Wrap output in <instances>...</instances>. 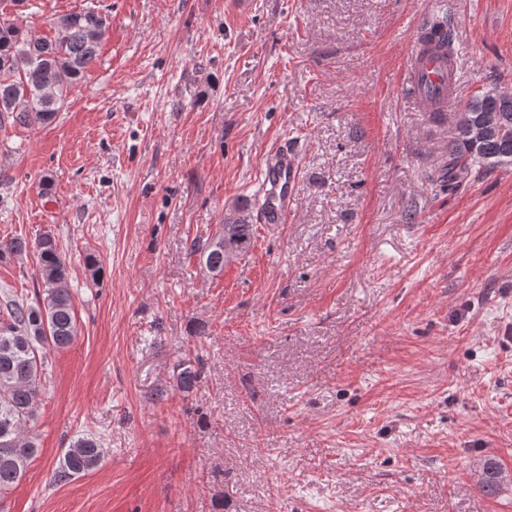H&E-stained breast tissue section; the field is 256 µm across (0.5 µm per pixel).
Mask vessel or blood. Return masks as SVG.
I'll list each match as a JSON object with an SVG mask.
<instances>
[{"mask_svg":"<svg viewBox=\"0 0 512 512\" xmlns=\"http://www.w3.org/2000/svg\"><path fill=\"white\" fill-rule=\"evenodd\" d=\"M419 35L414 38L407 56L403 87L419 108H426L427 95L439 94L446 105H454L457 98L454 88L458 81L457 70H449L434 56L427 53L420 38L425 23H418ZM299 166L295 153L288 144H281L268 152L260 171L258 197L262 211L260 223L276 226L283 223L292 207L294 185Z\"/></svg>","mask_w":512,"mask_h":512,"instance_id":"b4317fda","label":"vessel or blood"}]
</instances>
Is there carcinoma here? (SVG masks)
I'll return each instance as SVG.
<instances>
[{"mask_svg": "<svg viewBox=\"0 0 512 512\" xmlns=\"http://www.w3.org/2000/svg\"><path fill=\"white\" fill-rule=\"evenodd\" d=\"M108 27L106 16L93 9H80L57 17L51 23L53 35L29 38L8 20L0 21V112L11 115L22 127L51 124L63 107L70 89L97 61ZM423 36L441 37L444 64L453 63L450 45L454 24L448 15L434 16L426 23ZM490 124L493 131L476 140L475 125ZM512 163V96L489 89L473 98L457 118L448 141L446 175L448 190L465 184L473 174L489 172ZM252 224L247 205H237L224 217V228L212 240L194 241L190 255L208 273L224 272V265L242 255L250 246ZM40 265L36 280L42 297L28 304L12 299L0 309V493L19 484L27 462L36 454L33 440L24 436L35 416L41 377L46 367L44 349H62L77 337L69 270L57 242L46 233L35 239ZM29 242L14 237L0 241V258L20 256ZM201 370L190 359L174 375V388L189 394L198 385ZM103 460L100 440L81 437L66 449L53 472L62 484L97 469ZM505 475L496 462L485 463L482 489L499 494Z\"/></svg>", "mask_w": 512, "mask_h": 512, "instance_id": "cac0c4a2", "label": "carcinoma"}]
</instances>
